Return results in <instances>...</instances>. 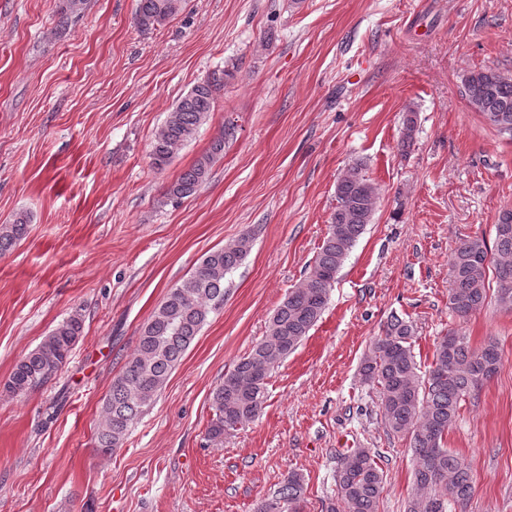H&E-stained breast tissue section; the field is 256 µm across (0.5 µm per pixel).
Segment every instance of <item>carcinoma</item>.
Here are the masks:
<instances>
[{
  "label": "carcinoma",
  "instance_id": "cac0c4a2",
  "mask_svg": "<svg viewBox=\"0 0 512 512\" xmlns=\"http://www.w3.org/2000/svg\"><path fill=\"white\" fill-rule=\"evenodd\" d=\"M85 0H66L57 28L64 31L83 9ZM183 0H137L135 21L148 30L182 10ZM224 77L208 76L182 96L155 133L151 165L165 168L174 154L192 141L214 110ZM470 107L499 133L512 137V78L485 68L463 79ZM224 154V135L165 190L173 203L192 196L204 184L217 159ZM376 185L356 162L336 182V207L329 230L303 283L288 291L270 317L268 335L233 368L212 391L213 418L207 439L221 442L224 434L252 422L261 411L272 371L293 353L323 315L330 290L350 250L372 223ZM29 217L21 214L0 225V256L27 232ZM494 246L484 238L467 237L448 262V305L464 318L481 309L488 298L487 274L494 270L496 300L512 308V209H505L494 226ZM251 251V237L207 254L188 278L171 288L143 325L135 351L112 381L104 410L105 424L96 435V447L110 454L126 438L131 423L152 403L173 367L182 359L210 316L224 307V279ZM83 331L78 314L58 324L40 345L14 367L4 391L25 394L46 384L66 364ZM413 325L391 315L372 353L362 365L364 382L379 395L382 424L389 434L409 441L414 461L415 492L405 512H465L473 494L467 460L445 446L462 403L482 382L494 376L502 363L499 342L488 339L478 349L467 337L451 333L435 345L425 374L418 372L412 348ZM336 502L328 512H378L384 491L383 472L369 448L338 454ZM304 477L291 472L283 484L263 498L257 512H300Z\"/></svg>",
  "mask_w": 512,
  "mask_h": 512
}]
</instances>
